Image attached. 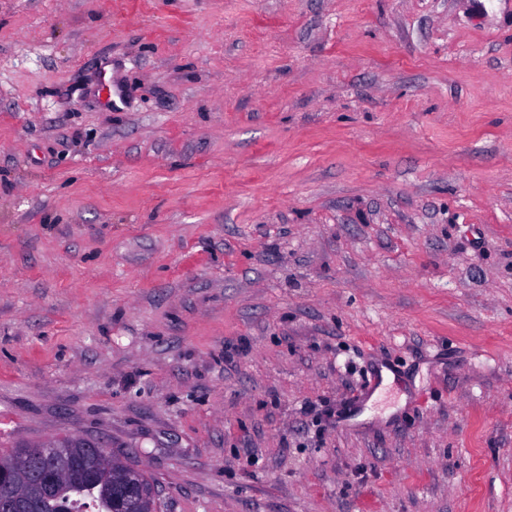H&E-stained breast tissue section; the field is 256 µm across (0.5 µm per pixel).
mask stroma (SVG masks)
Returning a JSON list of instances; mask_svg holds the SVG:
<instances>
[{
  "mask_svg": "<svg viewBox=\"0 0 512 512\" xmlns=\"http://www.w3.org/2000/svg\"><path fill=\"white\" fill-rule=\"evenodd\" d=\"M65 436L512 512V0H0V446Z\"/></svg>",
  "mask_w": 512,
  "mask_h": 512,
  "instance_id": "obj_1",
  "label": "stroma"
}]
</instances>
